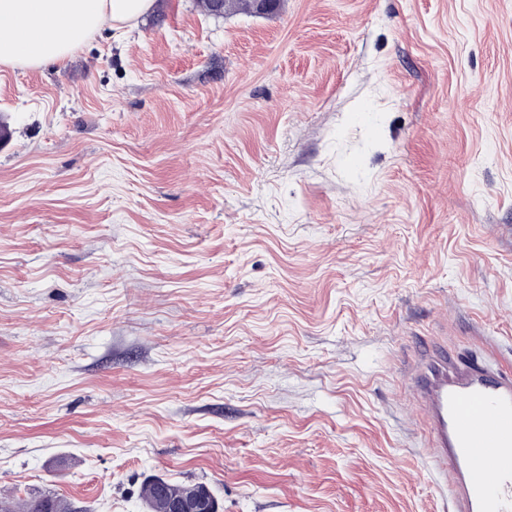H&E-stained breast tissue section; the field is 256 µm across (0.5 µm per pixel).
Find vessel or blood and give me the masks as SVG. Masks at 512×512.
Returning a JSON list of instances; mask_svg holds the SVG:
<instances>
[{
    "label": "vessel or blood",
    "mask_w": 512,
    "mask_h": 512,
    "mask_svg": "<svg viewBox=\"0 0 512 512\" xmlns=\"http://www.w3.org/2000/svg\"><path fill=\"white\" fill-rule=\"evenodd\" d=\"M409 387L449 512H512V369L489 356L463 363L439 341L415 361Z\"/></svg>",
    "instance_id": "1"
}]
</instances>
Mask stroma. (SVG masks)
<instances>
[{"instance_id": "35a3bbf8", "label": "stroma", "mask_w": 512, "mask_h": 512, "mask_svg": "<svg viewBox=\"0 0 512 512\" xmlns=\"http://www.w3.org/2000/svg\"><path fill=\"white\" fill-rule=\"evenodd\" d=\"M0 122L1 495L448 512L406 370L512 363V0H156ZM157 482H167L172 483L184 487H193V488H207L210 492L211 490L202 483H196L192 485L182 484L178 482H173L166 480L161 477H150L148 478L141 487V497L142 499H147L149 496L153 498V508L155 511H162L160 507V498L161 496L158 494V488H154V484ZM165 499V511L164 512H218L219 505L217 504V499L211 492L212 496L215 498H207L205 496H201L198 494H193L188 488H183L179 486L168 485L161 493Z\"/></svg>"}]
</instances>
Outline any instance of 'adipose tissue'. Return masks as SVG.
Wrapping results in <instances>:
<instances>
[{
    "label": "adipose tissue",
    "instance_id": "ef3b65f1",
    "mask_svg": "<svg viewBox=\"0 0 512 512\" xmlns=\"http://www.w3.org/2000/svg\"><path fill=\"white\" fill-rule=\"evenodd\" d=\"M154 0H0V66L36 69L78 51L104 24L120 31Z\"/></svg>",
    "mask_w": 512,
    "mask_h": 512
}]
</instances>
